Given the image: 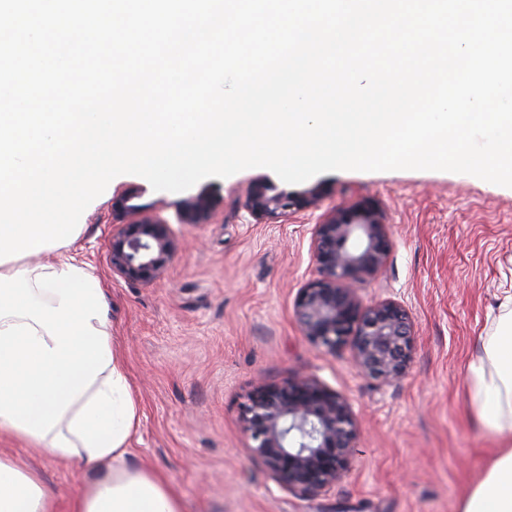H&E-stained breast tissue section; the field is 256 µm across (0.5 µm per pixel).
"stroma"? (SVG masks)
Here are the masks:
<instances>
[{"instance_id": "stroma-1", "label": "stroma", "mask_w": 512, "mask_h": 512, "mask_svg": "<svg viewBox=\"0 0 512 512\" xmlns=\"http://www.w3.org/2000/svg\"><path fill=\"white\" fill-rule=\"evenodd\" d=\"M315 191V209L271 224L245 206L250 186ZM141 190L147 214L167 221L178 248L149 284L112 271V208L124 188ZM208 196L199 224H180L184 200ZM372 205L386 218L390 251L360 282L363 305L401 304L413 325L411 361L386 383L362 373L353 347L312 344L293 310L317 279L313 228L338 209ZM69 254L90 263L108 296L112 335L140 403L131 460L162 471L184 512H458L496 441L470 409L466 370L480 338L512 296V187L445 171L337 170L291 185L266 168L206 178L188 190H153L136 175L114 178L83 212ZM318 380L351 404L352 466L315 493L289 490L250 450L243 406L259 386L290 376ZM0 451L25 459L60 499L84 484L41 449L10 439Z\"/></svg>"}]
</instances>
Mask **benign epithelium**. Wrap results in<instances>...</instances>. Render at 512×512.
<instances>
[{
    "instance_id": "1",
    "label": "benign epithelium",
    "mask_w": 512,
    "mask_h": 512,
    "mask_svg": "<svg viewBox=\"0 0 512 512\" xmlns=\"http://www.w3.org/2000/svg\"><path fill=\"white\" fill-rule=\"evenodd\" d=\"M140 193L125 190L118 199L130 217L112 233V270L131 281L149 284L163 272L177 241L167 224L131 203ZM317 206V194L271 193L254 183L246 207L260 223H272L295 211ZM212 201L205 196L179 205V223L198 224ZM314 257L321 277L300 289L294 314L304 336L329 350L351 341L355 364L386 382L399 379L412 351L408 313L393 301L365 306L355 283L385 264L389 239L379 210L361 206L333 212L315 225ZM259 457L288 489L313 492L336 484L354 455L356 423L350 404L317 381L300 376L258 387L244 407Z\"/></svg>"
}]
</instances>
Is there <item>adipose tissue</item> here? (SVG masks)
I'll return each instance as SVG.
<instances>
[{
	"instance_id": "obj_1",
	"label": "adipose tissue",
	"mask_w": 512,
	"mask_h": 512,
	"mask_svg": "<svg viewBox=\"0 0 512 512\" xmlns=\"http://www.w3.org/2000/svg\"><path fill=\"white\" fill-rule=\"evenodd\" d=\"M471 410L498 447L458 512H512V307L468 366ZM90 265L44 250L0 265V438L42 449L87 479L67 512H183L162 473L130 462L140 428ZM0 512H58L42 476L0 454Z\"/></svg>"
}]
</instances>
